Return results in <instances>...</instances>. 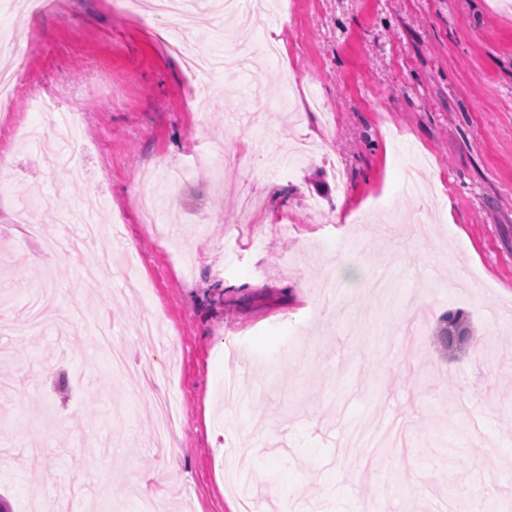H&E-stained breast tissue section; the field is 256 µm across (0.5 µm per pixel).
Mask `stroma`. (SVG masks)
Listing matches in <instances>:
<instances>
[{
    "mask_svg": "<svg viewBox=\"0 0 512 512\" xmlns=\"http://www.w3.org/2000/svg\"><path fill=\"white\" fill-rule=\"evenodd\" d=\"M193 2L186 25L114 0L35 17L0 0V34L41 40L12 103L23 134L51 124L48 92L78 130L57 164L0 113V318L23 320L40 287L64 316L0 335V496L11 512H144L147 496L239 512L229 467L251 473L255 512H512V9L278 0L245 33ZM161 32L221 57V106ZM245 36L249 74L223 60ZM147 167L186 171L162 195L165 240L134 205ZM40 193L35 239L15 215ZM91 204L127 267L44 251ZM458 309L473 337L448 352L435 333ZM100 329L134 375L113 379Z\"/></svg>",
    "mask_w": 512,
    "mask_h": 512,
    "instance_id": "1",
    "label": "stroma"
}]
</instances>
